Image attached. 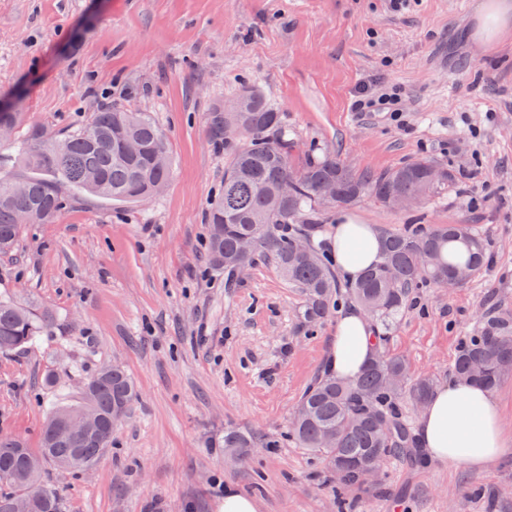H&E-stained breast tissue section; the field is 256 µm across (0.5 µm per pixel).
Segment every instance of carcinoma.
<instances>
[{
  "label": "carcinoma",
  "instance_id": "carcinoma-1",
  "mask_svg": "<svg viewBox=\"0 0 512 512\" xmlns=\"http://www.w3.org/2000/svg\"><path fill=\"white\" fill-rule=\"evenodd\" d=\"M0 111V129L15 131L23 120L21 95L7 98ZM239 125L246 134L237 147L224 139V120ZM210 138L228 150L224 186L207 211V252L210 269L231 280L240 261L250 264L262 254L279 274L298 288L303 297L301 327L325 320L341 291L388 327L398 315L409 292L424 283L440 285L459 268L480 276L490 263L488 239L470 224L441 225L431 230L382 234L378 263L361 277L341 286L330 262L313 243L315 226L300 223L307 207L322 203L320 188L336 187L335 203L348 205L368 193L385 205L394 199L415 205L454 174L432 161L418 158L380 173H360L327 154L295 163L292 142L282 125L280 112L261 92L214 107L208 115ZM128 139L141 151L126 153ZM168 151L161 130L146 112L119 105L102 106L87 122L59 138H47L33 128L18 147L30 173L17 176L0 171V255L12 253L25 225L54 222L66 208L69 194L89 193L114 204H133L160 194L170 179L171 165L153 160L155 149ZM288 182V195L280 184ZM305 238L309 247L300 251L296 242ZM54 311L35 300L22 305L0 299V354L25 351L43 336H53L61 326ZM455 377L497 389L512 372V312L505 310L477 325L465 338L454 360ZM91 392L80 393L74 404H60L48 420L60 415L93 412L101 421L102 435L64 437L55 443L42 440L33 450L19 438L0 436V512L21 497L32 499V512H61L60 498L44 479V471L27 470V458L37 452L44 464L63 470L95 466L112 445V415L127 413L137 398L136 385L119 364L103 367L85 378ZM436 390L433 379L407 377L403 359L375 353L358 378L345 383L322 376L303 393L289 433L291 441L325 457L340 474L342 487L361 486L364 476L388 458L419 462L418 439L401 412L403 402L423 406ZM254 437L228 430L224 447L250 448Z\"/></svg>",
  "mask_w": 512,
  "mask_h": 512
}]
</instances>
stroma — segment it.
I'll return each mask as SVG.
<instances>
[{
    "label": "stroma",
    "instance_id": "35a3bbf8",
    "mask_svg": "<svg viewBox=\"0 0 512 512\" xmlns=\"http://www.w3.org/2000/svg\"><path fill=\"white\" fill-rule=\"evenodd\" d=\"M480 0H0V92L22 93L25 125L0 143V169L23 174L28 130L77 129L101 105L146 112L162 130L172 177L156 198L127 206L74 195L57 221L29 225L0 255V296L36 299L65 316L60 334L0 355V434L40 445L55 405L82 377L119 363L138 396L112 446L80 473L48 470L63 512H218L225 485L260 512H485L474 487L512 512V375L495 396L507 455L474 469L388 460L380 485L337 489L326 461L288 440L303 391L324 372L328 317L299 324L302 297L257 259L226 282L208 271L205 214L226 157L207 115L242 87L262 91L298 154H331L359 171L417 158L455 175L409 210L374 196L350 205L362 223L403 233L473 224L491 262L455 288L412 289L384 348L410 377L452 378L479 318L512 310V35L472 37ZM372 78L402 115L357 112ZM58 369L57 387L43 374ZM257 447L230 456L226 430Z\"/></svg>",
    "mask_w": 512,
    "mask_h": 512
}]
</instances>
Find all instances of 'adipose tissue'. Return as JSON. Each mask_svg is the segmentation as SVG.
I'll use <instances>...</instances> for the list:
<instances>
[{
  "label": "adipose tissue",
  "instance_id": "adipose-tissue-1",
  "mask_svg": "<svg viewBox=\"0 0 512 512\" xmlns=\"http://www.w3.org/2000/svg\"><path fill=\"white\" fill-rule=\"evenodd\" d=\"M512 33V0H483L476 16L473 38L493 46ZM331 249L338 272L347 280L380 258L376 230L348 213L337 214ZM375 352L373 327L358 309L340 311L327 360V373L337 380H353ZM420 443L433 461L483 467L506 452L501 410L485 389L456 378L437 389L427 402L419 423Z\"/></svg>",
  "mask_w": 512,
  "mask_h": 512
}]
</instances>
